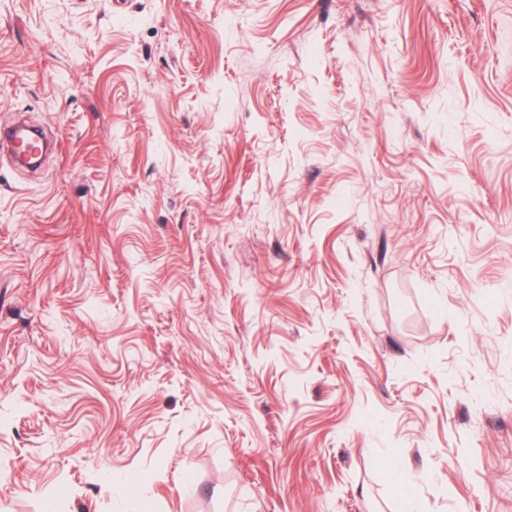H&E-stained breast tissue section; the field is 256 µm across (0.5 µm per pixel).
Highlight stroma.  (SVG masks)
<instances>
[{"label":"stroma","instance_id":"35a3bbf8","mask_svg":"<svg viewBox=\"0 0 512 512\" xmlns=\"http://www.w3.org/2000/svg\"><path fill=\"white\" fill-rule=\"evenodd\" d=\"M0 512H512V0H0ZM5 138L10 136L13 144L18 139L21 144L19 152L17 153L15 147H13L14 153L10 151V159L13 163L16 161L22 165H33L37 163L40 157H37L32 151L33 141L40 139L35 133H33L24 124H18L16 126H8L3 129ZM11 134V135H10Z\"/></svg>","mask_w":512,"mask_h":512}]
</instances>
